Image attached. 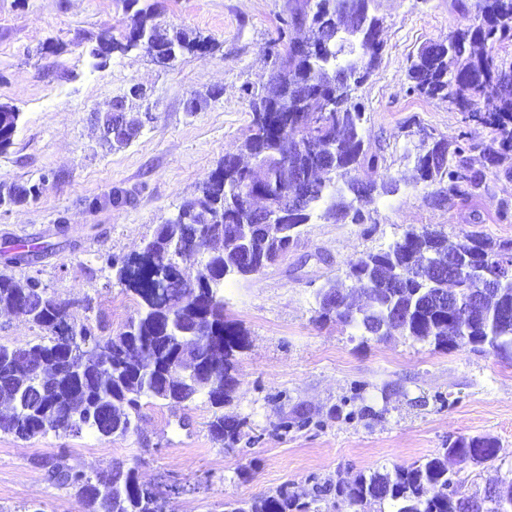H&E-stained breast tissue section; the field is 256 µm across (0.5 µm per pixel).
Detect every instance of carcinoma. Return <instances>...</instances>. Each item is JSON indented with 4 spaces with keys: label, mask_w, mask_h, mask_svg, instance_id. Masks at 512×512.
I'll use <instances>...</instances> for the list:
<instances>
[{
    "label": "carcinoma",
    "mask_w": 512,
    "mask_h": 512,
    "mask_svg": "<svg viewBox=\"0 0 512 512\" xmlns=\"http://www.w3.org/2000/svg\"><path fill=\"white\" fill-rule=\"evenodd\" d=\"M360 12L343 10L338 0H291L278 41L284 48L272 54L271 95L249 92L252 114L250 134L240 154L227 155L202 181L199 193L184 202L177 216L158 225L139 254L140 262L112 260L116 281L140 299L138 315L116 336H101L86 324L61 317L64 302L48 294L33 279L24 282L0 271V309L24 314L47 333L48 341L25 346L0 345V405L11 407V416L0 415V432L28 441L49 430L79 436L84 432L103 438H124L135 429L143 399L173 406L207 397L217 409L233 391L231 374L234 353L246 346V333L224 319V267L246 260L245 251L212 252L203 257V271L195 280L185 277L181 261L198 254L209 241L231 239L236 226L253 223L248 195L257 190L277 197L294 187L293 176L314 170V186L302 205L289 212L288 233H256L250 252L273 264L285 256L286 243H297L301 227L316 211L335 223H364L363 203L374 194L393 192L396 180L386 174L380 181L363 183L351 175L362 167L374 173L385 169L381 146L365 143V106L341 83L346 57L343 41L364 40L370 44L369 66L377 67L383 49L382 18L365 0H351ZM479 22L423 46L406 69L410 90L428 98L447 99L466 114V119L490 129L488 144L470 141L465 135L434 137L415 160V184L434 186L431 200L450 206L487 191L485 176L469 164V154L478 151L504 177L512 179V66L499 64L491 49L512 39V0H478ZM315 51L296 53V42ZM145 43L157 62L166 64L184 52L208 53L213 44L206 38L153 21L152 14L138 10L121 39H99L96 53L106 56L126 52ZM492 95L495 109L483 112L474 98ZM335 97L334 106L323 109L321 98ZM112 121L122 133L112 146L122 147L137 136L142 121L128 115L126 100L112 102ZM21 113L0 104V151L11 145ZM1 185L0 206L17 205L41 194L39 186ZM434 250L480 262L512 255V240L495 242L476 234L456 241L424 227L410 229L386 250L362 253L347 263L348 277L361 283L364 306L347 302L340 283L332 281L319 293L321 317L334 318L344 326L357 327L384 339L394 332L437 347L474 346L495 355H512V316L503 319L500 301L512 304V286L489 291L481 308L465 322L448 317L410 280L391 288V280L421 263ZM161 264L168 270L164 300H152L153 270ZM478 287L475 280L463 285L436 280L435 291L464 294ZM342 308L330 309L336 300ZM224 346V364L209 372L212 349ZM185 354L201 360L197 380L182 379L183 392L164 390L162 373L172 360ZM239 422L216 414L209 422L212 438L232 442ZM498 442L489 436L461 437L444 453L409 467L358 474L336 486V493L350 507L367 502H391L395 512H512V484L491 487L484 496L468 495L448 477V457L461 464L478 465L494 460ZM49 481L71 489L85 512H163L157 492L136 490L138 470L114 463L91 476L61 456L51 464ZM493 507L488 508L486 504ZM299 495L278 491L252 502L224 503V512H302Z\"/></svg>",
    "instance_id": "cac0c4a2"
}]
</instances>
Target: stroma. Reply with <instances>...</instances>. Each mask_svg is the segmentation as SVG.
I'll use <instances>...</instances> for the list:
<instances>
[{"label":"stroma","mask_w":512,"mask_h":512,"mask_svg":"<svg viewBox=\"0 0 512 512\" xmlns=\"http://www.w3.org/2000/svg\"><path fill=\"white\" fill-rule=\"evenodd\" d=\"M476 0H375L384 19L377 68L358 89L367 109L364 138L382 145L390 175L411 168L418 127L433 136L489 129L465 123L448 101L410 92L406 69L424 44L471 24ZM286 0H139L157 6L163 25L211 38L213 52L167 65L145 47L93 56L101 36L120 37L125 0H0V103L21 119L0 151V183L44 182L42 194L0 206V249L38 250L16 279L39 281L70 302L77 321L114 335L136 316L138 298L107 261L124 258L194 197L225 155L236 153L252 115L248 91L266 85L265 52L277 39ZM146 95L128 98L132 85ZM209 95L190 112L186 101ZM127 97L149 113L140 134L117 149L97 118ZM483 196L452 207L433 204L430 188L399 184L376 197L363 224L312 218L278 264L250 278H227L224 315L248 335L236 352L237 384L222 409L239 421L231 446L212 439L207 398L177 407L143 400L137 429L123 439L60 431L28 441L0 433V512H83L72 490L52 486L45 465L58 456L94 475L121 462L137 467L162 494L164 512H222L286 488L307 512H352L336 494L358 474L411 466L460 437L488 435L496 459L457 465L466 493L512 483V359L472 347L444 349L395 335L376 339L321 321L317 298L350 259L429 226L449 239L478 234L512 240V179L487 172ZM122 190L126 204L106 198Z\"/></svg>","instance_id":"35a3bbf8"}]
</instances>
